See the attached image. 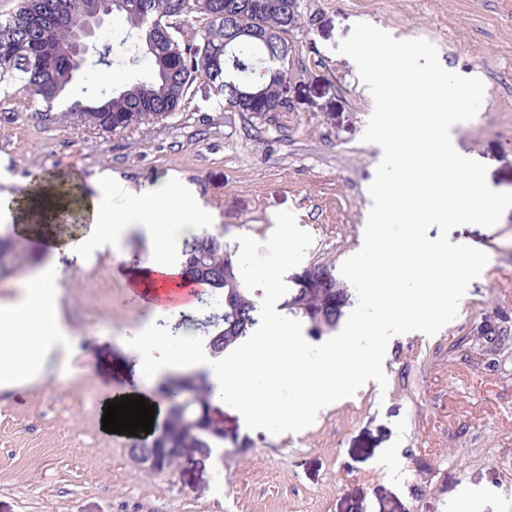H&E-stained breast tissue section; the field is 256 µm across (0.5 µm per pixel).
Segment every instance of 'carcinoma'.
Here are the masks:
<instances>
[{"label": "carcinoma", "mask_w": 512, "mask_h": 512, "mask_svg": "<svg viewBox=\"0 0 512 512\" xmlns=\"http://www.w3.org/2000/svg\"><path fill=\"white\" fill-rule=\"evenodd\" d=\"M100 0H22L20 7L0 22V94L19 97L28 109L46 104L43 116L60 124H76L111 133L144 130L168 119L184 105L192 82L206 77L220 103L241 112H271L283 99L292 52L288 35L299 25L300 0H112V15L123 21L124 37L105 30L109 47L119 46L132 61H145V75L126 86L100 89L91 100L75 99L62 112L51 111L58 98L68 97L75 66L61 55L49 56V41L64 42L85 24L87 13ZM199 23L192 38L183 33ZM274 31L266 45L242 39L235 57L215 58L207 47L224 41L229 24ZM270 61L262 89L264 98L253 102L243 91L255 84L257 61ZM182 273L213 290L224 291V313L206 322L208 347L219 357L248 336L259 322L260 307L243 287L232 254L224 244V225L209 224L185 238L178 255ZM313 273L327 282L321 291L294 290L288 309L309 320L311 332L321 335L336 329L347 304L346 289L338 286L327 265ZM508 333L485 328L479 334L482 355H498ZM211 383L202 375L190 379L170 377L159 386L168 399L162 430L148 445L129 449V454L158 452L159 467L169 466L190 448L211 453L224 447V433L212 428Z\"/></svg>", "instance_id": "obj_1"}]
</instances>
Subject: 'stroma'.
Segmentation results:
<instances>
[{"instance_id": "obj_1", "label": "stroma", "mask_w": 512, "mask_h": 512, "mask_svg": "<svg viewBox=\"0 0 512 512\" xmlns=\"http://www.w3.org/2000/svg\"><path fill=\"white\" fill-rule=\"evenodd\" d=\"M283 112H228L198 78L184 108L146 130L97 133L20 111L0 97V239L37 203L36 183L65 175L81 190L103 177L131 190L162 177L182 185L204 221L224 227L239 277L259 302L285 301L317 265L341 267L362 246L368 188L382 157L362 135L373 99L352 59L338 54L356 23L397 39L422 38L441 65L480 78L475 118L451 129L453 144L484 163L490 187L512 192V0H301ZM143 73L117 54L104 70H81L70 98L118 88ZM287 236L281 266L270 240ZM449 238L489 261L437 334L390 339L376 384L318 412L304 430H247L213 405L224 448L188 455L149 474L130 439L100 424L107 395L133 382L131 350L152 328L206 345L203 322L224 308L206 288L165 319L134 294L133 270L161 256L130 227L118 245L83 256L43 250L24 263L0 260V299L37 266L60 271L69 350L31 384L0 388V512H451L460 497L478 512H512V362L486 367L474 340L488 324L512 327V208L492 227L461 225ZM177 250L164 258L176 263ZM279 269L278 288L256 272Z\"/></svg>"}]
</instances>
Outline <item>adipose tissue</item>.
<instances>
[{
  "mask_svg": "<svg viewBox=\"0 0 512 512\" xmlns=\"http://www.w3.org/2000/svg\"><path fill=\"white\" fill-rule=\"evenodd\" d=\"M121 192L112 181L98 182L94 192L80 198L86 233L63 242L52 232L44 237V244L63 245L78 254L98 242L119 243L135 222L155 248L164 252L203 225L169 178L157 180L149 190L126 193L122 210L111 212L109 202ZM178 272V267L158 261L134 277L141 296L153 303L157 317L180 310L179 305L159 301ZM59 275L55 264L45 263L22 282L16 298L0 302V388L36 381L55 350L68 344L61 323ZM360 329L358 321H350L335 341L315 348L297 327L281 320L274 311L251 336L220 357L212 356L192 338L175 342L160 331H146L132 348L136 385L125 394L144 397L160 419L166 402L151 392V383L174 371L200 369L213 385V401L236 410L249 426L264 428L285 416L290 429H300L317 410L350 396L377 377L379 359L364 357L350 348Z\"/></svg>",
  "mask_w": 512,
  "mask_h": 512,
  "instance_id": "obj_1",
  "label": "adipose tissue"
}]
</instances>
